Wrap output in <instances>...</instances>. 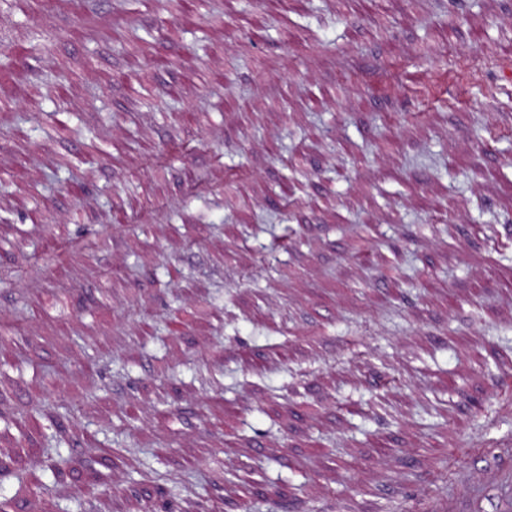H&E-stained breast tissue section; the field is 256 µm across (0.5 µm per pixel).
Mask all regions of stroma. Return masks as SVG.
<instances>
[{"instance_id":"obj_1","label":"stroma","mask_w":512,"mask_h":512,"mask_svg":"<svg viewBox=\"0 0 512 512\" xmlns=\"http://www.w3.org/2000/svg\"><path fill=\"white\" fill-rule=\"evenodd\" d=\"M0 52V512H512V0H0Z\"/></svg>"}]
</instances>
